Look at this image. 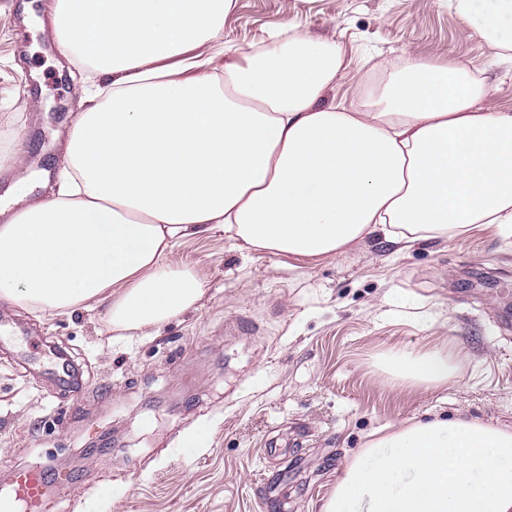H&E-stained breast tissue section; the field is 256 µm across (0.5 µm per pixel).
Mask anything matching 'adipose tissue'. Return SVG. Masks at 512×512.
Instances as JSON below:
<instances>
[{
	"mask_svg": "<svg viewBox=\"0 0 512 512\" xmlns=\"http://www.w3.org/2000/svg\"><path fill=\"white\" fill-rule=\"evenodd\" d=\"M233 0H56L65 56L111 86L90 96L48 199L0 221V299L54 316L104 307L120 336L195 308L206 282L179 239L319 260L383 235L404 249L475 229L512 237V113L467 66L406 56L350 104L320 105L345 51L290 28L287 48L207 53ZM512 61V0H448ZM400 387L452 382L447 346L383 361ZM320 512H512V427L465 416L377 432Z\"/></svg>",
	"mask_w": 512,
	"mask_h": 512,
	"instance_id": "adipose-tissue-1",
	"label": "adipose tissue"
}]
</instances>
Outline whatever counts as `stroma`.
<instances>
[{
	"mask_svg": "<svg viewBox=\"0 0 512 512\" xmlns=\"http://www.w3.org/2000/svg\"><path fill=\"white\" fill-rule=\"evenodd\" d=\"M53 0H0V196L24 175L58 179L90 72L65 57ZM342 45L321 105L410 54L482 69L512 113V67L448 0H234L226 45L285 43L289 26ZM208 291L155 336L120 338L102 310L45 318L0 299V488L45 468L40 512H319L371 433L463 414L512 424V237L487 229L398 252L372 237L319 261L241 250L221 231L177 244ZM463 351L452 384L381 379L390 352ZM78 372L44 371L48 347Z\"/></svg>",
	"mask_w": 512,
	"mask_h": 512,
	"instance_id": "obj_1",
	"label": "stroma"
}]
</instances>
